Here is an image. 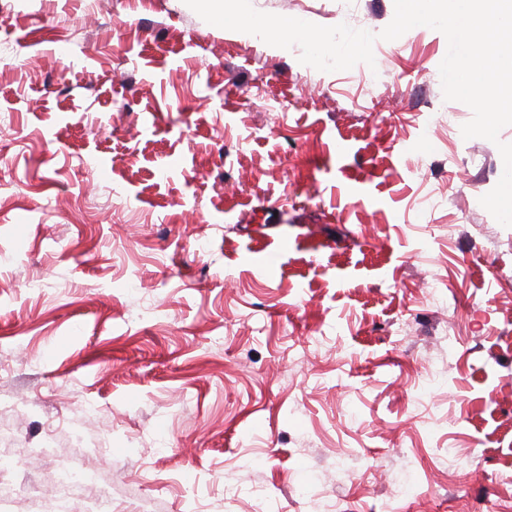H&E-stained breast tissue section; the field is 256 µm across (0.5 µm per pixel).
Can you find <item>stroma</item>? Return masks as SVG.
I'll use <instances>...</instances> for the list:
<instances>
[{
	"mask_svg": "<svg viewBox=\"0 0 512 512\" xmlns=\"http://www.w3.org/2000/svg\"><path fill=\"white\" fill-rule=\"evenodd\" d=\"M447 49L323 72L184 0H0V512H512V125L463 138Z\"/></svg>",
	"mask_w": 512,
	"mask_h": 512,
	"instance_id": "35a3bbf8",
	"label": "stroma"
}]
</instances>
